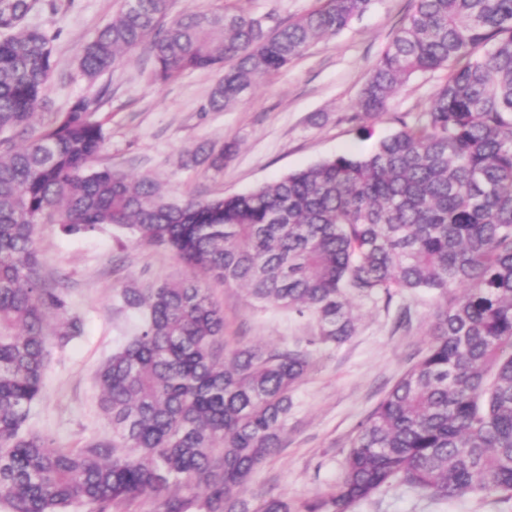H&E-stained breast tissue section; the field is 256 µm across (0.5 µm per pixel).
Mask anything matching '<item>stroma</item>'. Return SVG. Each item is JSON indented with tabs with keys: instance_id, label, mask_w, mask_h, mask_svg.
<instances>
[{
	"instance_id": "obj_1",
	"label": "stroma",
	"mask_w": 512,
	"mask_h": 512,
	"mask_svg": "<svg viewBox=\"0 0 512 512\" xmlns=\"http://www.w3.org/2000/svg\"><path fill=\"white\" fill-rule=\"evenodd\" d=\"M262 18L265 25L296 19L316 0H170V16L213 11L224 2ZM122 0H39L27 22L54 34L56 61L39 122L66 110L81 97L103 95L97 117L106 141L101 163L132 176L149 174L171 194L203 198L248 192L289 172L337 155L359 157L399 131L395 117L424 109L447 77L446 71L419 74L398 91L388 113L362 135L350 117L370 69L392 31L411 10L412 0H371L343 31L316 41L299 59L257 84L236 105L221 112L208 107L218 73L194 71L171 82L152 76L145 52L88 81L77 69L84 45L111 22ZM234 143L222 167L186 166L189 154ZM45 278L68 277L72 311L83 334L66 348H52L45 389L26 425L59 448H80L107 434L110 425L98 406L96 374L113 347L133 335L136 317L114 306L116 288L176 281L186 270L162 248L138 247L126 234L106 227L82 237L64 235L55 224L38 227ZM224 311L229 343L265 348L294 345L316 332L313 320L257 303L241 288L210 282ZM436 292L395 295L390 305L355 303L357 329L340 345L323 346L292 391L280 452L257 466L245 496L251 504L280 497L300 502L328 492L338 482L356 427L400 375L425 353L444 305ZM406 320H399V312ZM354 512H502L482 495L433 504L391 488Z\"/></svg>"
}]
</instances>
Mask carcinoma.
I'll use <instances>...</instances> for the list:
<instances>
[{
  "instance_id": "carcinoma-1",
  "label": "carcinoma",
  "mask_w": 512,
  "mask_h": 512,
  "mask_svg": "<svg viewBox=\"0 0 512 512\" xmlns=\"http://www.w3.org/2000/svg\"><path fill=\"white\" fill-rule=\"evenodd\" d=\"M370 0H318L273 28L234 7L167 20L170 0H123L83 48L95 78L142 49L155 78L218 70L222 111L345 29ZM35 0H0V503L9 512H352L386 488L443 503L470 494L512 505V0H414L370 70L351 121L386 112L419 73L447 69L413 122L362 157L338 155L256 187L171 198L152 176L96 168L102 96L35 122L55 69L54 36L26 23ZM233 144L188 164L219 167ZM40 224L66 235L106 226L164 248L174 282L127 285L113 304L138 331L97 372L111 434L57 448L25 425L49 347L82 335L58 279L46 280ZM259 303L309 317L305 344L231 347L198 272ZM426 289L446 299L425 354L359 423L334 488L295 504L244 497L282 448L291 390L312 348L356 332L352 301L388 305Z\"/></svg>"
}]
</instances>
